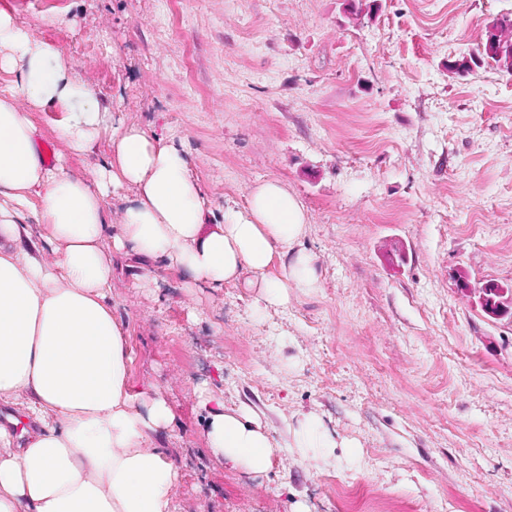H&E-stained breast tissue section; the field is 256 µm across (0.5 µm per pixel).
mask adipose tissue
Returning a JSON list of instances; mask_svg holds the SVG:
<instances>
[{
	"label": "adipose tissue",
	"mask_w": 512,
	"mask_h": 512,
	"mask_svg": "<svg viewBox=\"0 0 512 512\" xmlns=\"http://www.w3.org/2000/svg\"><path fill=\"white\" fill-rule=\"evenodd\" d=\"M0 402L30 393L39 429L24 447L0 427V512H174L176 468L150 436L170 429L171 408L150 391H132L131 350L112 314L108 251L134 250L150 265L187 270L194 283L221 285L253 271L266 305L283 306L292 288H317L312 258L298 245L307 231L299 199L277 181L254 186L245 210H225L208 225L207 200L184 154L163 138L109 118L94 90L69 76L59 49L38 42L0 11ZM61 108L58 133L80 150L105 135L108 167L86 182L62 161H47L37 128L18 98ZM136 198L112 238L105 200L125 187ZM46 227L44 243L26 235L24 214ZM58 244L54 262L37 254ZM282 273L269 275L273 264ZM211 453L254 475L280 447L249 411L226 412L202 394ZM292 448L319 454L337 442L320 421L303 417Z\"/></svg>",
	"instance_id": "obj_1"
}]
</instances>
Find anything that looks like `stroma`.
I'll return each instance as SVG.
<instances>
[{"mask_svg": "<svg viewBox=\"0 0 512 512\" xmlns=\"http://www.w3.org/2000/svg\"><path fill=\"white\" fill-rule=\"evenodd\" d=\"M0 0L124 122L183 150L210 223L280 181L320 288L261 308L255 276L193 285L113 256L109 300L130 381L175 414L153 436L175 512H512V315L460 289H512V74L453 75L512 0ZM69 175L94 181L112 145L80 151L59 113L16 101ZM251 409L282 443L267 474L208 450L200 394ZM312 415L337 445L291 449Z\"/></svg>", "mask_w": 512, "mask_h": 512, "instance_id": "obj_1", "label": "stroma"}]
</instances>
